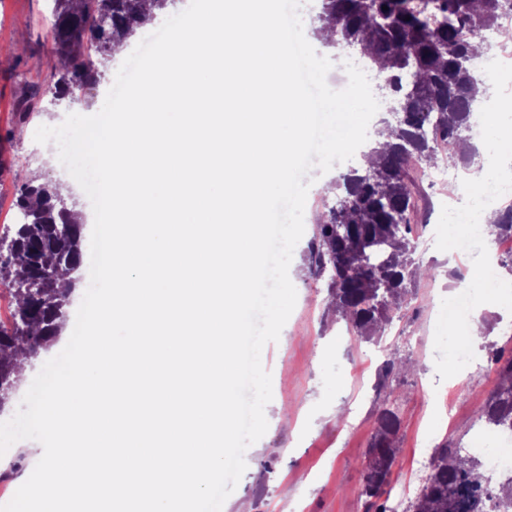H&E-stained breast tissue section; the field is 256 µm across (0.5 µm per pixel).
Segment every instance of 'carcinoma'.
<instances>
[{
  "instance_id": "cac0c4a2",
  "label": "carcinoma",
  "mask_w": 512,
  "mask_h": 512,
  "mask_svg": "<svg viewBox=\"0 0 512 512\" xmlns=\"http://www.w3.org/2000/svg\"><path fill=\"white\" fill-rule=\"evenodd\" d=\"M172 0H54L52 50L61 62L50 91L70 97L94 85L95 59L139 29L146 6L164 9ZM503 0H322L313 28L331 21L336 35L361 46L376 66L401 120L391 126L393 140L372 150L376 161L331 184L339 204L321 213L315 225L311 271L331 270L332 312L357 337L369 339L390 321V312L408 293L407 284L420 275L411 254L415 241L411 214L416 207L407 163L438 158L437 141L454 150L448 164L471 169L477 149L465 135L473 104L486 92L485 81L472 65L474 41L496 27ZM41 89L27 87L17 102V129L24 131L39 111ZM16 204L23 223L0 238V284L14 301V322L0 330V396L9 394L22 374L15 353L32 358L59 335L70 291L58 287L61 270H73L82 256L80 224L60 206L58 188L13 173ZM489 235L512 237V206L497 212ZM498 389L479 407L480 420L495 431H512V356L493 359ZM396 413L379 414L363 495L369 500L382 487L396 462L393 437ZM490 489L478 461L448 446L435 449L429 473L408 512H483ZM496 512H512V478L495 492Z\"/></svg>"
}]
</instances>
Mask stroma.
I'll return each mask as SVG.
<instances>
[{
  "label": "stroma",
  "instance_id": "35a3bbf8",
  "mask_svg": "<svg viewBox=\"0 0 512 512\" xmlns=\"http://www.w3.org/2000/svg\"><path fill=\"white\" fill-rule=\"evenodd\" d=\"M51 7L50 0H0V48L11 53L9 66L0 67V160L22 172L38 167L43 180L62 186L65 207L83 214L87 239L94 224L89 198L60 164L54 143H37L27 131L15 135L16 103L22 87L37 85L41 97L35 125L55 127L71 113L96 114L122 60L109 57L104 79L78 92L76 99L56 100L48 89L58 67L50 38ZM430 173L422 163L411 167L417 194L411 224L415 259L432 271L412 284L402 309L392 315L391 330L379 341L347 334L345 322L327 308L328 282L310 272L315 231L306 225L289 268L295 308L278 341L264 347L272 377V399L265 408L268 429L247 448V468L222 512H237L243 503L250 512H366L361 494L365 465L384 408L395 410L400 421L396 462L387 482L408 484L413 492L425 478L423 439L435 448H456L481 428L478 407L499 380L492 364L474 363L471 404L451 408L448 292L473 267L470 258L456 256L448 244L447 213L431 210L432 197L443 187L430 180ZM482 315L484 334L474 345L476 352L512 355V310L494 303ZM425 334L433 338L430 349L407 346V337ZM385 354L401 357L406 369L376 377V362Z\"/></svg>",
  "mask_w": 512,
  "mask_h": 512
}]
</instances>
